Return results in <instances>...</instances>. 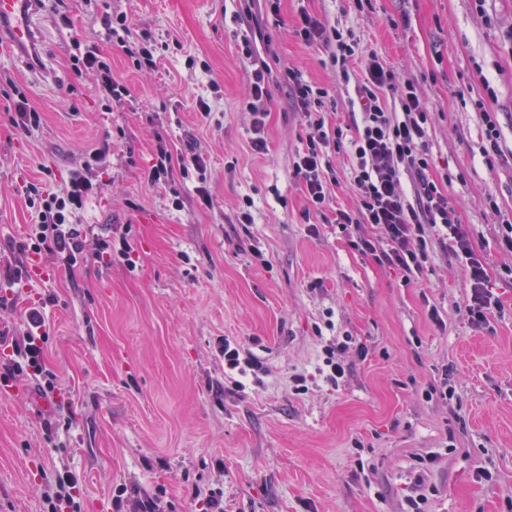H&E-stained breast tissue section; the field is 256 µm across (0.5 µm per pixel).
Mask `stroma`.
Here are the masks:
<instances>
[{"label":"stroma","mask_w":512,"mask_h":512,"mask_svg":"<svg viewBox=\"0 0 512 512\" xmlns=\"http://www.w3.org/2000/svg\"><path fill=\"white\" fill-rule=\"evenodd\" d=\"M280 0L250 34L239 0H69L72 29L38 19L46 74L2 60L41 125L10 122L0 94V257L23 240L32 214L18 188H62L104 141L112 152L100 193L79 226L87 248L130 226L133 265L120 258L65 269L39 257L38 278L20 288L0 321L21 327L39 306L51 325L45 367L54 391L0 385V512H47L59 471L78 479L74 507L116 512L129 499L159 497L163 512H202L222 493L229 512H404L414 459L437 454L426 478L429 512H512V253L486 211L512 217V0ZM348 28L397 80L418 81L433 114L432 174L443 180L461 223L487 263L501 310L485 329L465 311V266L438 250L431 271L407 283L353 250L334 224H307L293 163L304 119L281 78L286 67L328 89L337 123L352 122L328 49L295 34L301 10ZM127 14L129 38L157 49V69H136L109 40L107 15ZM252 35L272 69L267 149L250 150L242 101L251 68L240 57ZM110 55L129 90L103 107L95 78L72 70L75 41ZM494 97H487L486 86ZM210 115H202L198 100ZM496 113L505 152L488 166L484 112ZM195 140L205 178L146 180L158 144ZM211 198L203 205L198 185ZM251 198L252 223L240 221ZM441 323H434L430 308ZM352 336L340 386L324 378L323 348ZM265 367L237 387L224 372L225 339ZM449 367L460 406L424 401L421 390ZM307 379L295 389V376ZM50 408L40 409L39 400ZM361 441L363 451L353 448ZM481 470L492 480L478 479Z\"/></svg>","instance_id":"35a3bbf8"}]
</instances>
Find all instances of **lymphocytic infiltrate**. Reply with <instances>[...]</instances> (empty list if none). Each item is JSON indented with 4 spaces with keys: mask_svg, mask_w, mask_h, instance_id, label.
<instances>
[{
    "mask_svg": "<svg viewBox=\"0 0 512 512\" xmlns=\"http://www.w3.org/2000/svg\"><path fill=\"white\" fill-rule=\"evenodd\" d=\"M297 35L307 43L329 47L330 60L343 84L351 87V105L360 110L361 120L353 134L328 121L322 113L327 89L303 80L299 71L285 72L294 107L306 121L305 148L294 162L307 201V212L322 214L331 186L338 179L329 159L328 148L348 145L351 155L350 180L358 200L355 209L340 210L335 222L348 236L352 249L373 257L382 266L398 269L405 281H412L430 270L435 246L450 248L464 263L469 277L466 312L470 324L488 326L501 304L490 286L486 263L473 248L472 235L461 224L455 207L440 183L430 176L431 157L426 133L432 115L422 103L416 82L406 79L399 97V111H390L385 94L393 89L395 74L371 53L362 61L361 77H354L350 63L359 47L356 38H344L340 29L330 26L309 12H301ZM76 73L96 78L95 92L100 101L125 95L126 87L112 77L111 63L96 47L72 55ZM267 63H256L248 90L247 108L252 117L250 146L254 152L266 149L264 130L270 100ZM108 149L95 150L83 166L73 170L64 189L55 191L43 185L23 184L21 192L35 214V222L16 250L19 254L7 271L9 285L21 284L27 276L25 257L50 255L67 267L89 257L103 258L111 245L99 241L95 255H88L77 230L89 197L97 194L94 165L106 161ZM206 161L194 142H187L180 153L161 150L153 159L147 182L163 187L174 172L202 170ZM47 331L38 308H29L24 323V339L11 340L0 328V348H7L0 365V381H18L43 375Z\"/></svg>",
    "mask_w": 512,
    "mask_h": 512,
    "instance_id": "obj_1",
    "label": "lymphocytic infiltrate"
}]
</instances>
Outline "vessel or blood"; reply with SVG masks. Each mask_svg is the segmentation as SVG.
<instances>
[{
  "mask_svg": "<svg viewBox=\"0 0 512 512\" xmlns=\"http://www.w3.org/2000/svg\"><path fill=\"white\" fill-rule=\"evenodd\" d=\"M49 0H0V59H26L31 69L42 70L41 43L35 17L47 13Z\"/></svg>",
  "mask_w": 512,
  "mask_h": 512,
  "instance_id": "vessel-or-blood-1",
  "label": "vessel or blood"
}]
</instances>
